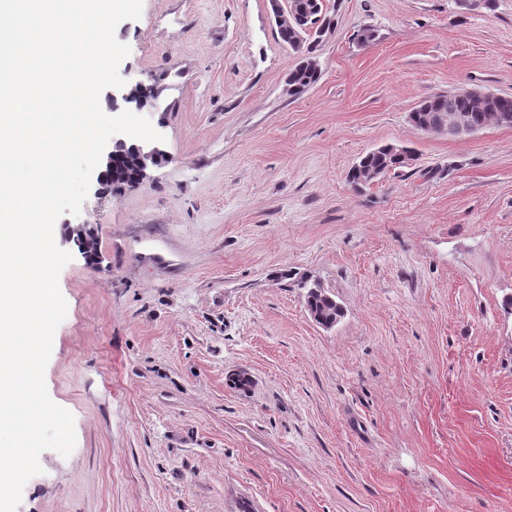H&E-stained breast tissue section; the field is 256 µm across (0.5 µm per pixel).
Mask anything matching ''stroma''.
I'll use <instances>...</instances> for the list:
<instances>
[{
    "instance_id": "stroma-1",
    "label": "stroma",
    "mask_w": 512,
    "mask_h": 512,
    "mask_svg": "<svg viewBox=\"0 0 512 512\" xmlns=\"http://www.w3.org/2000/svg\"><path fill=\"white\" fill-rule=\"evenodd\" d=\"M325 6L299 97L269 0H142L118 25L166 158L57 221L44 377L76 446L41 454L17 512H512V127L409 120L431 96H512V0ZM384 144L413 163L355 190Z\"/></svg>"
}]
</instances>
